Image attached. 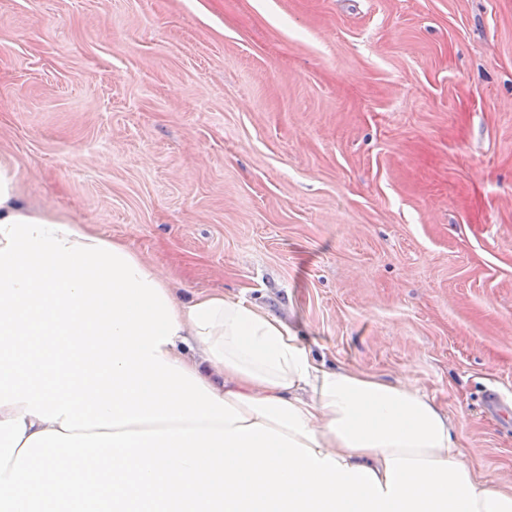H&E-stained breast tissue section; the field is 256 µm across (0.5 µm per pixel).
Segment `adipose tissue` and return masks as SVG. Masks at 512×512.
Segmentation results:
<instances>
[{
	"label": "adipose tissue",
	"mask_w": 512,
	"mask_h": 512,
	"mask_svg": "<svg viewBox=\"0 0 512 512\" xmlns=\"http://www.w3.org/2000/svg\"><path fill=\"white\" fill-rule=\"evenodd\" d=\"M0 512H512L413 384L182 298L0 160Z\"/></svg>",
	"instance_id": "ef3b65f1"
}]
</instances>
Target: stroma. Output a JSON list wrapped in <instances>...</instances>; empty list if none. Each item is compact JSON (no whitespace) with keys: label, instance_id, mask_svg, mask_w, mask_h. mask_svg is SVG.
I'll list each match as a JSON object with an SVG mask.
<instances>
[{"label":"stroma","instance_id":"1","mask_svg":"<svg viewBox=\"0 0 512 512\" xmlns=\"http://www.w3.org/2000/svg\"><path fill=\"white\" fill-rule=\"evenodd\" d=\"M0 158L512 483V0H0Z\"/></svg>","mask_w":512,"mask_h":512}]
</instances>
